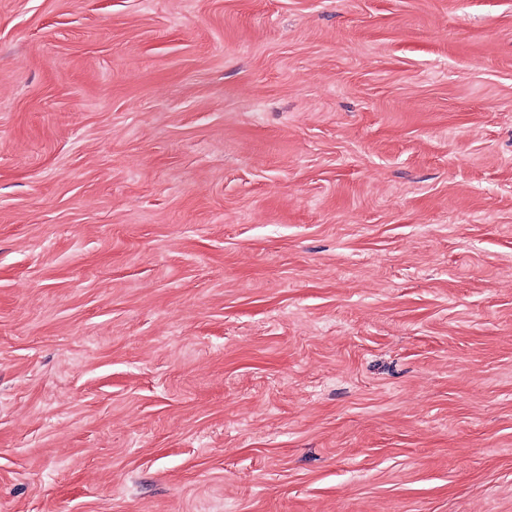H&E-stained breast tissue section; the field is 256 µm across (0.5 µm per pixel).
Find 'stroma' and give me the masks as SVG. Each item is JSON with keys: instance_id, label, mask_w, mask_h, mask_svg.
<instances>
[{"instance_id": "1", "label": "stroma", "mask_w": 512, "mask_h": 512, "mask_svg": "<svg viewBox=\"0 0 512 512\" xmlns=\"http://www.w3.org/2000/svg\"><path fill=\"white\" fill-rule=\"evenodd\" d=\"M0 512H512V0H0Z\"/></svg>"}]
</instances>
